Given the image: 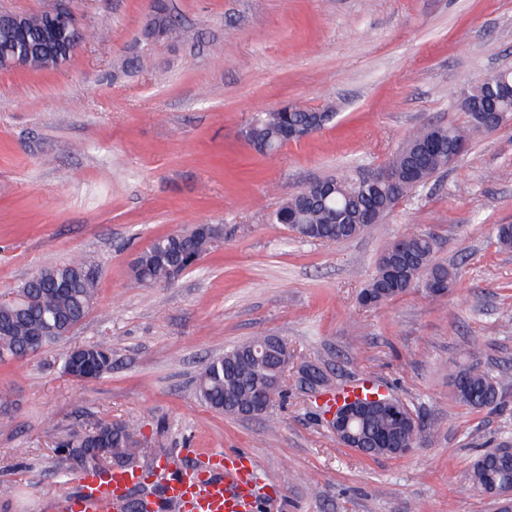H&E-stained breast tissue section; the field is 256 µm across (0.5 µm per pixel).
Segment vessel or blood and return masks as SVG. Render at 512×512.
<instances>
[{
  "label": "vessel or blood",
  "instance_id": "obj_1",
  "mask_svg": "<svg viewBox=\"0 0 512 512\" xmlns=\"http://www.w3.org/2000/svg\"><path fill=\"white\" fill-rule=\"evenodd\" d=\"M207 469L176 470L163 489L161 500L152 502L153 512L169 506L172 512H250L256 479L252 470L225 467L223 453L208 454ZM149 472L143 468H116L101 475L85 471L78 475V494L57 500V512H122L131 486L145 483Z\"/></svg>",
  "mask_w": 512,
  "mask_h": 512
}]
</instances>
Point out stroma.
<instances>
[{"label":"stroma","instance_id":"obj_1","mask_svg":"<svg viewBox=\"0 0 512 512\" xmlns=\"http://www.w3.org/2000/svg\"><path fill=\"white\" fill-rule=\"evenodd\" d=\"M165 2L178 35L146 46L153 0H71L101 38L58 69L0 71V294L44 267L99 269L72 333L0 363V512H55L76 495L56 445L104 420L138 423L136 466L189 467L211 450L253 463L256 512H491L467 485L488 441L512 435V250L495 237L512 224V121L474 135L379 230L306 241L272 216L308 182L383 165L414 129L465 125L449 93L512 67V0ZM288 102L336 118L257 153L245 125ZM195 224L224 225L223 242L174 282L131 286L139 252ZM420 231L456 288L361 307L388 243ZM257 336L283 339L290 369L318 363L330 389L368 380L401 399L420 424L412 452L344 447L325 395L293 380L265 417L198 400L205 364ZM91 342L111 348V373L77 381L54 366ZM461 364L492 371L503 400L455 402Z\"/></svg>","mask_w":512,"mask_h":512}]
</instances>
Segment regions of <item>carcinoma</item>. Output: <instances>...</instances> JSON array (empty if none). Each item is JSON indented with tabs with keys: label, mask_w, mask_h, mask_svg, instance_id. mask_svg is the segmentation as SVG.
Returning <instances> with one entry per match:
<instances>
[{
	"label": "carcinoma",
	"mask_w": 512,
	"mask_h": 512,
	"mask_svg": "<svg viewBox=\"0 0 512 512\" xmlns=\"http://www.w3.org/2000/svg\"><path fill=\"white\" fill-rule=\"evenodd\" d=\"M48 13L28 15L30 43L39 44ZM512 80L507 73H491L463 87L479 99V111L468 114V125L460 128L448 125L442 130L439 147L431 155L421 173L407 174L406 166L413 163L412 150L426 140L431 130L413 132L397 153L387 162L392 181L381 186L358 182L352 175L328 178L324 183L330 192L314 194L302 188L290 197L273 215L277 224H284L301 239L317 242H338L378 228L396 205L408 201L424 188L439 171L448 168V148L468 146L478 126L492 115L512 116V94L498 89L502 82ZM336 113L329 109H311L291 103L288 111L275 109L253 117L244 137L258 152H265L284 140L288 131L302 132L312 126L324 128ZM405 241L404 276L389 280L378 267L363 292L370 295L372 305H384L411 288H427L430 279L451 291L457 282L456 272L433 260L435 238L426 232L401 236ZM211 248L206 226L199 224L176 233L160 236L140 253L131 267V278L138 286L173 281L175 268L186 270ZM97 270L85 262L75 261L62 266L44 267L35 272L19 290L21 299L0 300V362L20 356L29 341L38 335L42 345H50L77 327L94 305ZM266 340L257 336L224 352L213 360L214 367L200 375L197 397L210 408L227 415L238 416L262 395L268 385L281 375V360L276 354L257 363L247 355L251 346ZM59 371L73 379L84 376L100 377L112 370V350L101 342L85 344L62 351L55 360ZM452 395L463 406L478 409L489 406L500 389L497 378L489 371L473 365L458 368L450 377ZM379 400L358 398L355 403L370 406L367 419L359 428L361 447L368 455H376L375 437L385 432L394 441L409 436L406 421L392 419L380 406L388 396L380 393ZM134 423L99 425L83 436L71 437L59 443L64 460L84 470L97 469V450L105 448L112 457L124 460L135 454ZM512 479V436H502L495 445L480 455L472 465L469 487L486 495L493 482Z\"/></svg>",
	"instance_id": "1"
}]
</instances>
